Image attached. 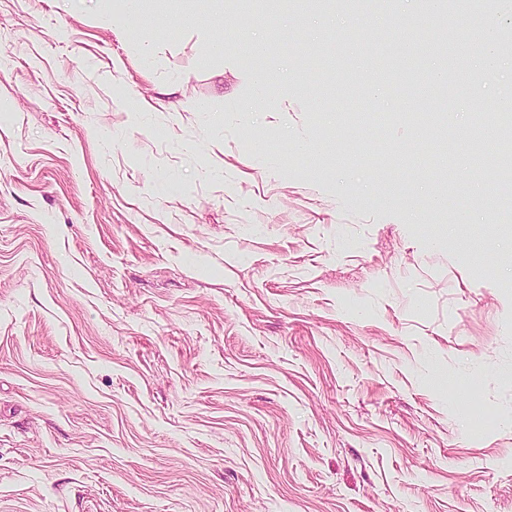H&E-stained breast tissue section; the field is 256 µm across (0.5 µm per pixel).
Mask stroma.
I'll return each instance as SVG.
<instances>
[{
    "label": "stroma",
    "instance_id": "stroma-1",
    "mask_svg": "<svg viewBox=\"0 0 512 512\" xmlns=\"http://www.w3.org/2000/svg\"><path fill=\"white\" fill-rule=\"evenodd\" d=\"M305 2L0 0V512H512V178L458 140L512 66L437 129L362 88L512 6Z\"/></svg>",
    "mask_w": 512,
    "mask_h": 512
}]
</instances>
